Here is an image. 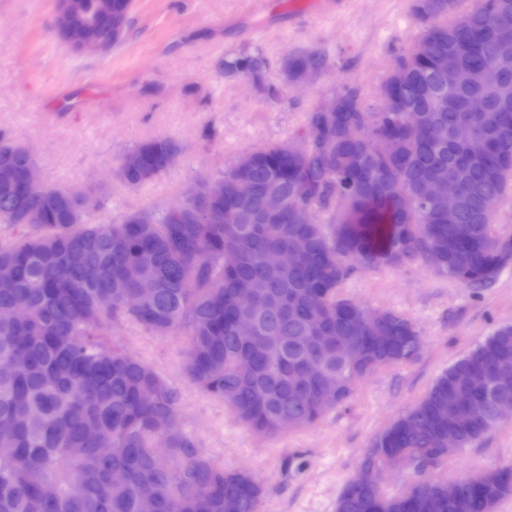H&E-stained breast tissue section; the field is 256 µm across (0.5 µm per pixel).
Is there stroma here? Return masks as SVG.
<instances>
[{"label":"stroma","instance_id":"1","mask_svg":"<svg viewBox=\"0 0 512 512\" xmlns=\"http://www.w3.org/2000/svg\"><path fill=\"white\" fill-rule=\"evenodd\" d=\"M412 3L336 0L302 19L281 12L279 0H135L122 43L106 55L83 56L58 35L55 0H0V132L31 149L46 185L101 186L103 217L175 204L186 186L220 176L242 152L296 139L307 112L342 84H361L368 103L379 106L395 51L421 33ZM253 45L274 59L325 48L330 65L306 87L282 84L274 68L260 87L225 76V55ZM269 86L278 98L267 96ZM155 138L177 142V163L136 187L116 178L123 155ZM348 293L410 318L422 336L420 355L378 370L345 406L273 441L186 381L188 336H159L118 321L112 339L177 389L180 422L208 455L264 481L262 512H335L372 438L442 370L512 323V265L480 295L417 265L358 271ZM501 464H512V419L430 475L449 482Z\"/></svg>","mask_w":512,"mask_h":512}]
</instances>
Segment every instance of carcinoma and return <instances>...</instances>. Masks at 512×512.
Returning <instances> with one entry per match:
<instances>
[{"instance_id": "obj_1", "label": "carcinoma", "mask_w": 512, "mask_h": 512, "mask_svg": "<svg viewBox=\"0 0 512 512\" xmlns=\"http://www.w3.org/2000/svg\"><path fill=\"white\" fill-rule=\"evenodd\" d=\"M93 32L108 40L112 14L84 0ZM419 38L394 60L381 107L361 86L334 93L338 110L314 106L302 153L283 141L240 155L214 193L158 203L92 223L102 195L45 187L30 200L21 177L33 158L0 133V512H261L263 481L226 469L185 430L172 431L177 390L153 367L114 345L112 322L128 320L157 335L184 332L189 384L222 402L257 435L274 439L307 428L346 405L378 369L415 360L423 341L393 310L368 309L347 295L355 270L417 263L480 294L512 263V236L493 216L512 196V44L497 26L512 23V0H414ZM318 49L284 55L282 80L323 72ZM269 58L244 49L224 73L261 83ZM460 68L469 82L458 86ZM482 97L487 111L468 112ZM441 130L426 140L414 125ZM352 129L362 137L352 139ZM171 139L136 145L121 159L135 187L168 168ZM444 175L455 212L426 202V182ZM251 190L237 194L233 182ZM281 207L271 212L266 198ZM291 250L290 267L266 263ZM84 254L76 264L71 255ZM135 265L140 279L126 277ZM153 288L139 310L126 307L140 282ZM259 293L250 307L239 299ZM252 318L262 345L237 336ZM469 400L471 420L448 408V390ZM512 402V324L497 327L441 371L425 394L372 439L362 466L383 470L398 455L414 481L388 492L380 480L346 484L336 512H496L512 499V465L459 479L448 499L430 471L493 432L497 407ZM454 445H448V439ZM121 470L125 479L112 481Z\"/></svg>"}]
</instances>
